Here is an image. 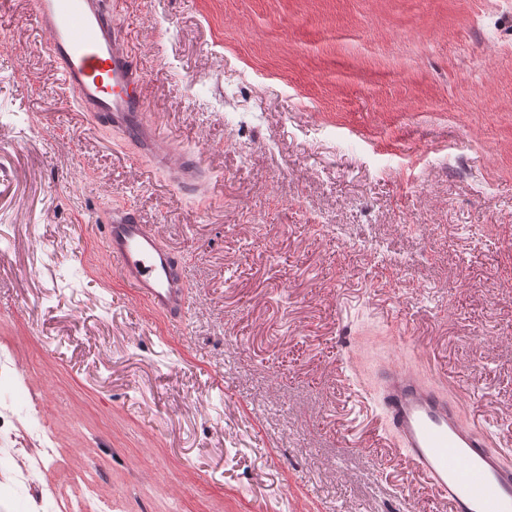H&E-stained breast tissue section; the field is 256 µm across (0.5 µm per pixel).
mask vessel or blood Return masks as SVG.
I'll use <instances>...</instances> for the list:
<instances>
[{"mask_svg": "<svg viewBox=\"0 0 512 512\" xmlns=\"http://www.w3.org/2000/svg\"><path fill=\"white\" fill-rule=\"evenodd\" d=\"M129 0H34V22L64 93L78 115L122 132L180 190L199 186L197 154L177 150L147 108L144 70L123 18ZM103 245L122 280L170 323L184 325L191 296L183 260L157 225L132 206L115 205ZM379 403L404 461L422 475L448 512L512 507V444L463 420L443 386L415 369L387 363L378 372Z\"/></svg>", "mask_w": 512, "mask_h": 512, "instance_id": "1", "label": "vessel or blood"}]
</instances>
